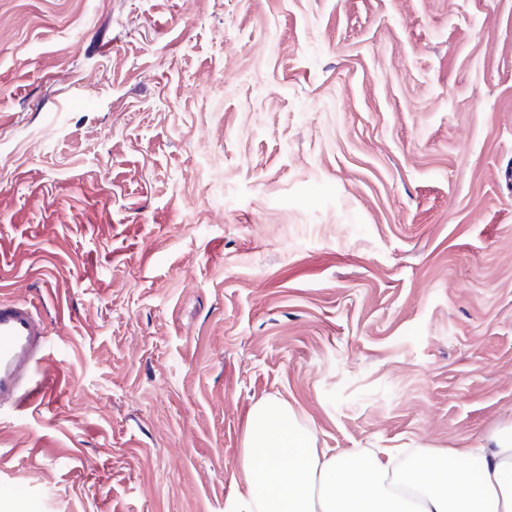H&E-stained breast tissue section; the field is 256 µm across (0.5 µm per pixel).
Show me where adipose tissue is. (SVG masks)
<instances>
[{
	"mask_svg": "<svg viewBox=\"0 0 512 512\" xmlns=\"http://www.w3.org/2000/svg\"><path fill=\"white\" fill-rule=\"evenodd\" d=\"M238 473L236 512H512V419L478 445L422 448L406 462L378 448L337 457L272 396L248 414Z\"/></svg>",
	"mask_w": 512,
	"mask_h": 512,
	"instance_id": "1",
	"label": "adipose tissue"
}]
</instances>
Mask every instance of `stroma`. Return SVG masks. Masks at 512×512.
Returning <instances> with one entry per match:
<instances>
[{
	"label": "stroma",
	"instance_id": "1",
	"mask_svg": "<svg viewBox=\"0 0 512 512\" xmlns=\"http://www.w3.org/2000/svg\"><path fill=\"white\" fill-rule=\"evenodd\" d=\"M1 298L61 385L0 417V512H225L268 396L336 456L479 442L512 0H0Z\"/></svg>",
	"mask_w": 512,
	"mask_h": 512
}]
</instances>
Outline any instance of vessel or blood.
<instances>
[{
	"mask_svg": "<svg viewBox=\"0 0 512 512\" xmlns=\"http://www.w3.org/2000/svg\"><path fill=\"white\" fill-rule=\"evenodd\" d=\"M53 348L50 324L34 302L0 300V412L24 414L58 396L60 381L46 367Z\"/></svg>",
	"mask_w": 512,
	"mask_h": 512,
	"instance_id": "obj_1",
	"label": "vessel or blood"
}]
</instances>
